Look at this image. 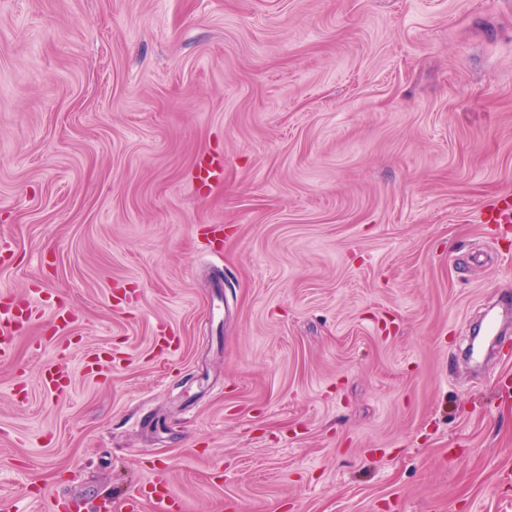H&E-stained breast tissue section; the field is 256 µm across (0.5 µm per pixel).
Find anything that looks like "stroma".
<instances>
[{"instance_id":"stroma-1","label":"stroma","mask_w":512,"mask_h":512,"mask_svg":"<svg viewBox=\"0 0 512 512\" xmlns=\"http://www.w3.org/2000/svg\"><path fill=\"white\" fill-rule=\"evenodd\" d=\"M509 194L512 0H0V512H512ZM198 179L204 184L217 185L224 181V163L210 153L201 154L196 161ZM512 221V195L502 196L483 207L479 213L482 224H502ZM34 307L29 295L21 296L8 293L0 298V360L5 361L11 356L10 345L15 333L21 328L22 322L29 324ZM24 317V318H23Z\"/></svg>"}]
</instances>
